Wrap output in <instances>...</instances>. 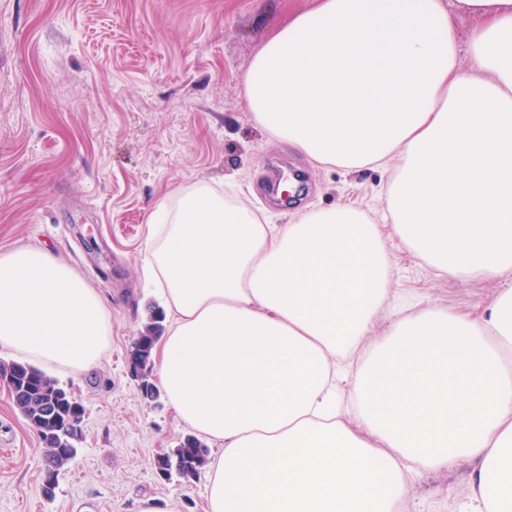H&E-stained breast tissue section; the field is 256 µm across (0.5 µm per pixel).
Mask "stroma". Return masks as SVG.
Wrapping results in <instances>:
<instances>
[{
	"label": "stroma",
	"mask_w": 512,
	"mask_h": 512,
	"mask_svg": "<svg viewBox=\"0 0 512 512\" xmlns=\"http://www.w3.org/2000/svg\"><path fill=\"white\" fill-rule=\"evenodd\" d=\"M315 0H0V255L39 248L96 291L112 338L96 368L54 373L84 408L75 455L43 492L44 445L0 383V512H204L205 477L158 475L157 454L190 430L164 397L144 398L128 354L157 305L143 243L157 206L206 183L268 223L346 198L380 215L387 172L315 166L268 137L246 109L242 76L267 40ZM302 171L291 207L270 176ZM397 286L451 309L488 306L506 279L456 280L399 251ZM472 465L424 473L412 512H455Z\"/></svg>",
	"instance_id": "1"
}]
</instances>
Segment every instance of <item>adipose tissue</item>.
<instances>
[{"label": "adipose tissue", "instance_id": "adipose-tissue-1", "mask_svg": "<svg viewBox=\"0 0 512 512\" xmlns=\"http://www.w3.org/2000/svg\"><path fill=\"white\" fill-rule=\"evenodd\" d=\"M242 83L271 138L390 175L380 222L345 202L266 224L204 183L151 214L157 384L216 444L205 512H399L461 460L459 512H512V288L472 315L394 286L399 245L440 277L512 279V0H317ZM111 335L68 265L0 255V348L79 375Z\"/></svg>", "mask_w": 512, "mask_h": 512}]
</instances>
